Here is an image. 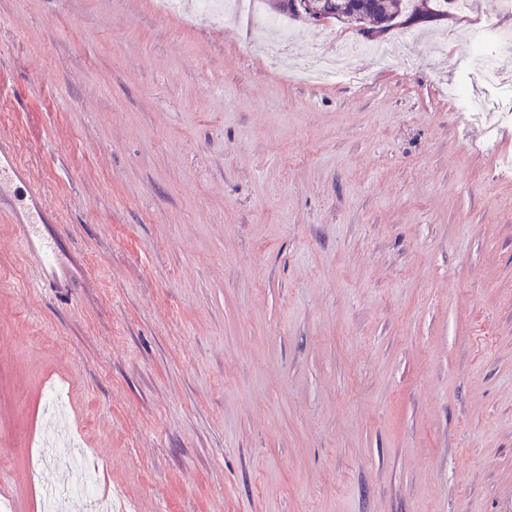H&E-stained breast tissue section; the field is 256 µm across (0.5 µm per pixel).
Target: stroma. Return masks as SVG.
I'll use <instances>...</instances> for the list:
<instances>
[{"mask_svg": "<svg viewBox=\"0 0 512 512\" xmlns=\"http://www.w3.org/2000/svg\"><path fill=\"white\" fill-rule=\"evenodd\" d=\"M508 1L389 29L411 70L327 24L361 86L274 66L269 0H0V136L70 285L0 217V487L38 512L53 384L113 512H512V72L471 61Z\"/></svg>", "mask_w": 512, "mask_h": 512, "instance_id": "1", "label": "stroma"}]
</instances>
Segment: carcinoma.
I'll use <instances>...</instances> for the list:
<instances>
[{
    "label": "carcinoma",
    "instance_id": "carcinoma-1",
    "mask_svg": "<svg viewBox=\"0 0 512 512\" xmlns=\"http://www.w3.org/2000/svg\"><path fill=\"white\" fill-rule=\"evenodd\" d=\"M428 3L429 0H316V9L329 21L361 32L366 27L386 31L403 16L412 21L435 14Z\"/></svg>",
    "mask_w": 512,
    "mask_h": 512
}]
</instances>
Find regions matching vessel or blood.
Masks as SVG:
<instances>
[{"label":"vessel or blood","mask_w":512,"mask_h":512,"mask_svg":"<svg viewBox=\"0 0 512 512\" xmlns=\"http://www.w3.org/2000/svg\"><path fill=\"white\" fill-rule=\"evenodd\" d=\"M50 205L31 181L17 157L12 142L0 138V213L9 214L18 230V243L24 254L35 261L37 283L53 278L54 251L39 234L40 225L49 223Z\"/></svg>","instance_id":"1"}]
</instances>
